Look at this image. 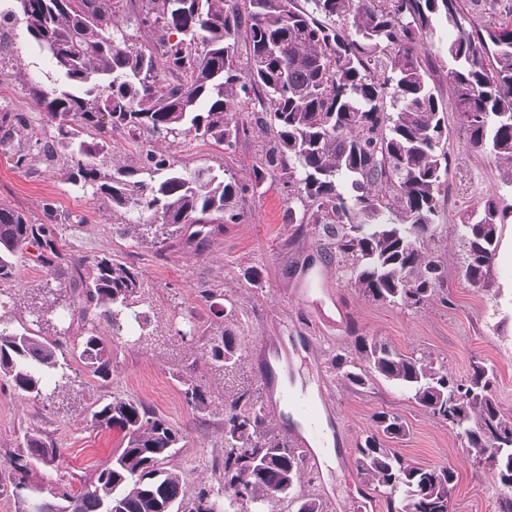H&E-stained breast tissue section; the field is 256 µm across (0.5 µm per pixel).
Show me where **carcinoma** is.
Wrapping results in <instances>:
<instances>
[{"mask_svg":"<svg viewBox=\"0 0 512 512\" xmlns=\"http://www.w3.org/2000/svg\"><path fill=\"white\" fill-rule=\"evenodd\" d=\"M137 27L158 31L138 42L116 0H16L0 11V26L19 21L50 56L65 85L48 93L27 83L30 111L0 108V152L23 169L31 149L47 166L62 165L66 181L128 219L115 228L162 252L184 237L202 244L225 222L243 216L245 186L210 168L190 170L168 153L145 147L150 136L175 143L192 135L233 147L247 135L240 104L268 136L253 168L258 182L288 187L301 205L288 219L314 226L331 240L338 265L364 299L418 312L446 277L423 248L434 235L441 193L459 156L448 152V113L429 64L436 24L452 29L445 78L467 151H489L509 165L512 186V23L478 24L460 0H125ZM245 39L246 66L237 52ZM46 111L54 131H36L32 112ZM127 135L136 152L121 162L112 139ZM512 203L488 197L462 215L464 276L489 283ZM61 221L47 201L42 217L0 207V281L16 277V258L38 246L37 263L62 281L40 288L29 313L34 329L0 327V378L20 394L53 399L70 375L60 357L68 341L49 339L60 306L76 321L74 348L98 377L112 372V346L100 333L136 330L134 342H156V304L145 273L133 263L75 259L60 249ZM188 322L210 371L233 381L246 358L233 302ZM339 379L365 388L381 379L406 392L439 423L457 431L474 461L500 487L512 485V414L495 395L497 375L482 360L457 377L426 355L401 351L368 336L331 361ZM183 389L191 409L210 413L211 393L191 375ZM374 432L357 443L355 468L380 493L385 512H451L458 482L450 465L413 463L392 447L408 433L396 413L373 415ZM94 427L119 428L124 447L93 484L78 494L23 495L36 512H179L183 477L170 460L184 441L181 427L132 399L114 397L91 414ZM28 457L11 461L25 474L26 459H54L61 451L39 434L25 438ZM303 458L275 434L250 384L224 392V492L244 504L286 499L296 489ZM296 512H325L312 496L293 498ZM188 512H223L221 496L201 489Z\"/></svg>","mask_w":512,"mask_h":512,"instance_id":"cac0c4a2","label":"carcinoma"}]
</instances>
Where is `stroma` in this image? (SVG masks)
<instances>
[{
	"label": "stroma",
	"instance_id": "stroma-1",
	"mask_svg": "<svg viewBox=\"0 0 512 512\" xmlns=\"http://www.w3.org/2000/svg\"><path fill=\"white\" fill-rule=\"evenodd\" d=\"M0 38L25 67L21 74L8 68L0 72V105L23 112L26 78L38 79L52 90L62 77L23 24L4 27ZM463 143L456 119H449L448 150L463 160L448 173L435 235L424 242L425 250L442 261L447 278L428 308L417 313L360 298L343 270L323 260L321 238L298 232L289 223L286 188L272 181L254 187L253 168L264 146L258 129H251L246 139L229 150L199 141L174 145L154 141L155 150L170 153L189 167L209 165L216 174L250 187L241 220L225 225L203 247L178 244L160 257L150 245L113 233V225L123 223V214L103 209L99 201L49 171L39 158H31L28 168L20 170L0 154V207L37 216L42 203L52 201L72 218L62 231L66 253L83 259L110 256L141 267L158 296L165 335L163 344L152 351L113 340L112 374L106 379L90 373L76 353H66L73 383L61 400H30L0 380V512L19 510L10 461L25 454L26 432L40 433L62 452L58 467L31 468L30 485L64 486L77 492L95 480L97 471L123 445L119 430H101L90 421L96 403L114 396L138 399L184 430V446L172 463L183 474L185 501H192L203 487L223 490V384L198 365L196 343L184 344L175 337L188 311L210 318L209 305L199 296L204 284L237 308L250 346L241 371L243 380L261 386L259 350L267 338L280 339L281 350L294 362L295 384L307 388L322 407L321 425L330 443L315 448L319 465L305 467L298 493L321 498L326 512H385L379 493L361 483L354 467L357 442L373 431V414L384 410L401 415L409 425V434L396 444L401 454L421 465L456 469L453 512H499L497 486L469 459L456 431L387 382L377 380L359 391L338 380L331 365L336 354L352 350L360 335L430 355L457 376L466 375L472 358L479 357L494 365L497 399L512 411V254L499 253L489 286L474 285L462 271L460 240L465 211L479 207L486 197L507 194L502 180L507 167L493 155L464 152ZM35 253V247H28L18 258L16 280L0 286L12 295L9 303L0 306V320L13 329L30 322L29 289L57 285L47 269L34 263ZM249 269L259 272V284L245 278ZM189 365L214 398L204 423L187 405L179 379Z\"/></svg>",
	"mask_w": 512,
	"mask_h": 512
}]
</instances>
